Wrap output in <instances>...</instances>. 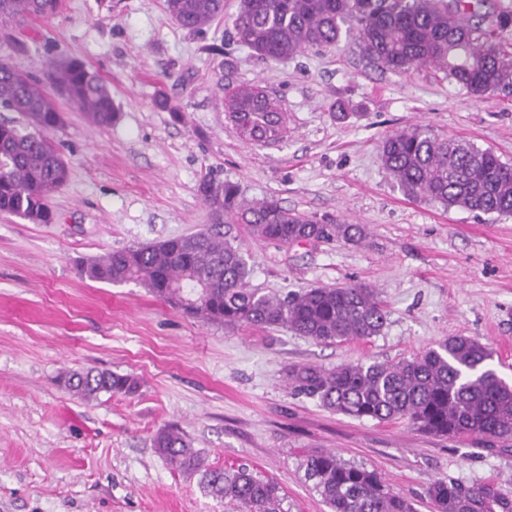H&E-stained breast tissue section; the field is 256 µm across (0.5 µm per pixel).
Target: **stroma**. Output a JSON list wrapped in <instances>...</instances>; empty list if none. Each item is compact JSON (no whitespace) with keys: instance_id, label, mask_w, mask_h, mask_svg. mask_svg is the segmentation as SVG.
<instances>
[{"instance_id":"35a3bbf8","label":"stroma","mask_w":512,"mask_h":512,"mask_svg":"<svg viewBox=\"0 0 512 512\" xmlns=\"http://www.w3.org/2000/svg\"><path fill=\"white\" fill-rule=\"evenodd\" d=\"M237 3L224 0L223 17L200 31L174 22L164 0H62L52 18L0 21V61L39 77L79 59L117 107L98 129L61 103L64 121L49 136L70 177L51 198L53 223L0 215V512H231L154 452L165 426L211 467L276 480L286 512H330L301 467L321 450L377 471L417 512H431L426 489L440 479L512 496V442L354 419L285 378L292 365L391 362L473 336L512 381V217L410 198L379 158L387 134L422 125L512 164V89L479 97L437 67L394 73L346 37L265 61L237 41ZM239 86L279 104L282 139L240 138L221 103ZM160 88L170 109L154 104ZM208 175L239 185L248 203L363 225L358 244L289 247L243 226L237 243L251 287L265 292L369 284L389 312L383 332L321 344L284 328L228 329L140 283L82 274L109 252L205 229L198 186ZM87 369L132 375L139 388L87 401L59 385L61 373Z\"/></svg>"}]
</instances>
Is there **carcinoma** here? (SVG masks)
<instances>
[{
  "instance_id": "1",
  "label": "carcinoma",
  "mask_w": 512,
  "mask_h": 512,
  "mask_svg": "<svg viewBox=\"0 0 512 512\" xmlns=\"http://www.w3.org/2000/svg\"><path fill=\"white\" fill-rule=\"evenodd\" d=\"M61 0H0V21L22 22L57 14ZM181 27L200 31L224 12V0H165ZM233 26L239 41L260 58L277 61L353 39L367 61L392 72L433 65L475 95L512 87V55L499 35L512 12L496 16L486 0H238ZM84 112L98 128L112 125L116 106L109 84L78 59L50 65L45 79L0 61V108L24 126L0 122V214L50 224V196L69 180V168L45 136L62 123L58 98ZM240 136L255 143L282 137L284 115L266 93L240 87L224 95ZM382 165L415 198L475 213L512 216V166L491 149L439 138L422 126L391 133L380 144ZM199 195L214 224L194 235L112 251L85 269L94 281H136L158 299L206 323L228 328H286L322 344L367 339L383 331L388 313L376 289L363 283L307 288L283 298L249 286L240 247L224 226L245 224L259 237L302 243H359L364 228L317 219L265 200L245 205L238 185L204 178ZM489 346L453 336L398 362H347L333 369L293 365L295 392L325 409L379 422L405 420L437 436L479 435L512 440V386L491 368ZM60 382L85 400L101 393L131 395L128 374L68 372ZM155 452L172 467L201 475L206 494L236 512H288L281 488L248 467L211 469L200 450L177 429H159ZM305 476L330 512H414L374 470L350 465L333 451L303 459ZM432 512H512V497L491 485L437 480L427 488Z\"/></svg>"
}]
</instances>
